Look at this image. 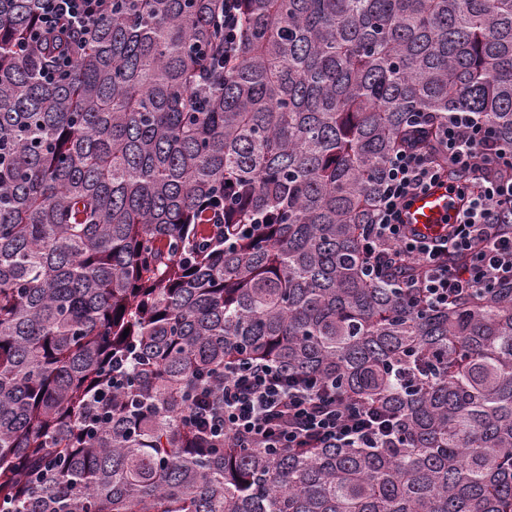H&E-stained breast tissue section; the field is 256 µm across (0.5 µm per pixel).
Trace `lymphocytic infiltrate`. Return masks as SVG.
I'll use <instances>...</instances> for the list:
<instances>
[{
    "mask_svg": "<svg viewBox=\"0 0 512 512\" xmlns=\"http://www.w3.org/2000/svg\"><path fill=\"white\" fill-rule=\"evenodd\" d=\"M111 10L112 0H42L27 39L46 44L67 30L90 28ZM428 122L426 113H414V125ZM433 125L435 156L407 145L388 159L361 238V272L378 283L392 268L409 267L398 284L401 293L418 306L440 309L512 283V224L502 221L512 210V148L499 146L493 126L474 112H452ZM444 184L458 199L447 231L429 236L406 224L413 201ZM190 418L225 446L244 441L270 450L381 448L397 429L395 417L377 403L352 401L319 376L248 357L225 365L221 403L202 393Z\"/></svg>",
    "mask_w": 512,
    "mask_h": 512,
    "instance_id": "obj_1",
    "label": "lymphocytic infiltrate"
}]
</instances>
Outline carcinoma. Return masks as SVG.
<instances>
[{"label": "carcinoma", "instance_id": "cac0c4a2", "mask_svg": "<svg viewBox=\"0 0 512 512\" xmlns=\"http://www.w3.org/2000/svg\"><path fill=\"white\" fill-rule=\"evenodd\" d=\"M39 8L0 0V512H512V284L429 310L360 270L412 113L512 147V0H242L227 70L224 0H112L59 82L16 52ZM241 356L399 443L207 441Z\"/></svg>", "mask_w": 512, "mask_h": 512}]
</instances>
